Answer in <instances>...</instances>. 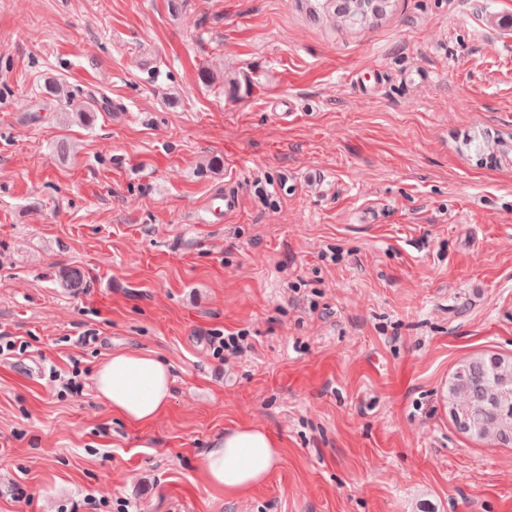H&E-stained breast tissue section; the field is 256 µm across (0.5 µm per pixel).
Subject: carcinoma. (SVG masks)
<instances>
[{"label": "carcinoma", "mask_w": 512, "mask_h": 512, "mask_svg": "<svg viewBox=\"0 0 512 512\" xmlns=\"http://www.w3.org/2000/svg\"><path fill=\"white\" fill-rule=\"evenodd\" d=\"M309 16H331L350 31L368 28L396 0H302ZM448 417L475 441L512 446V357L482 352L459 361L448 378Z\"/></svg>", "instance_id": "1"}]
</instances>
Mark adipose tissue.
<instances>
[{
  "instance_id": "obj_1",
  "label": "adipose tissue",
  "mask_w": 512,
  "mask_h": 512,
  "mask_svg": "<svg viewBox=\"0 0 512 512\" xmlns=\"http://www.w3.org/2000/svg\"><path fill=\"white\" fill-rule=\"evenodd\" d=\"M171 384L163 361L134 350L112 354L93 376L97 397L134 425L152 423L168 407ZM280 461L277 445L265 429L239 426L211 439L199 468L213 490L238 498L266 482Z\"/></svg>"
}]
</instances>
